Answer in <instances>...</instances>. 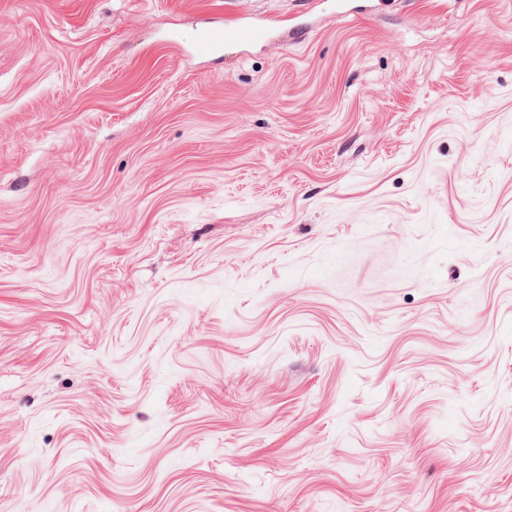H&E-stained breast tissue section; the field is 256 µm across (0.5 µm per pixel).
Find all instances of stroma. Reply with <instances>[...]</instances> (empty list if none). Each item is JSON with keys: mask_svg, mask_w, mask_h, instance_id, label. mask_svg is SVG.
Returning <instances> with one entry per match:
<instances>
[{"mask_svg": "<svg viewBox=\"0 0 512 512\" xmlns=\"http://www.w3.org/2000/svg\"><path fill=\"white\" fill-rule=\"evenodd\" d=\"M349 2L0 0V512H512V0ZM272 27L245 18H226L223 25L205 27L194 45L198 57H212L225 45H254L272 37Z\"/></svg>", "mask_w": 512, "mask_h": 512, "instance_id": "1", "label": "stroma"}]
</instances>
